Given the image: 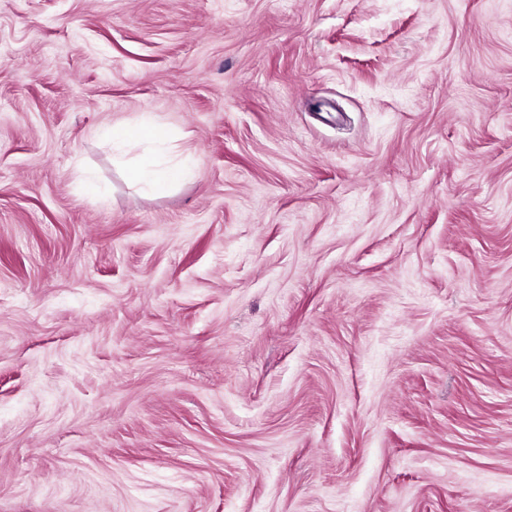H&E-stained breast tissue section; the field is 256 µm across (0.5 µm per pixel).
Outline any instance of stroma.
Wrapping results in <instances>:
<instances>
[{"label": "stroma", "mask_w": 512, "mask_h": 512, "mask_svg": "<svg viewBox=\"0 0 512 512\" xmlns=\"http://www.w3.org/2000/svg\"><path fill=\"white\" fill-rule=\"evenodd\" d=\"M0 512H512V0H0ZM101 136L112 142L113 146H125L140 141L164 144L168 141V132L165 124L152 115L142 116L139 123L134 125H112ZM192 175L193 167L187 158L164 168L151 164H140L133 166L128 171V177L131 181L150 191L162 190L181 183Z\"/></svg>", "instance_id": "1"}]
</instances>
